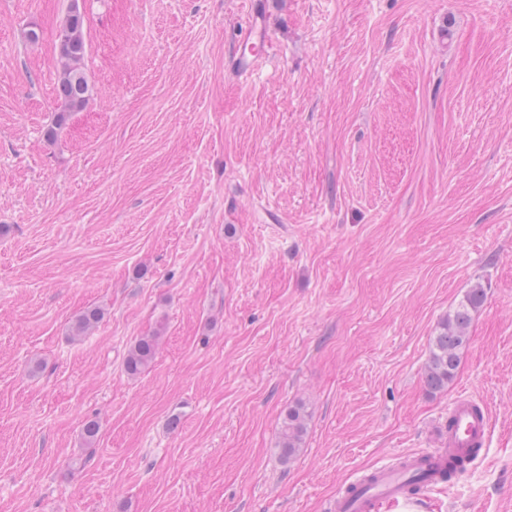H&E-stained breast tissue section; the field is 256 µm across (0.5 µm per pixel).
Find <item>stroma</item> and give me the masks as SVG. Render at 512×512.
<instances>
[{"instance_id": "obj_1", "label": "stroma", "mask_w": 512, "mask_h": 512, "mask_svg": "<svg viewBox=\"0 0 512 512\" xmlns=\"http://www.w3.org/2000/svg\"><path fill=\"white\" fill-rule=\"evenodd\" d=\"M69 3L0 0V512H333L462 395L487 447L383 512H512V0H81L92 97L56 129ZM266 29L260 17L250 14L247 35L241 45L240 56L236 60V70L247 73L264 58ZM485 289L477 284L469 290L452 315L443 320L433 336L424 382L428 390L440 391L456 376L460 354L469 343L471 313L482 306ZM159 338L160 336L153 334L136 340L123 363L124 370L129 376L136 377L148 368L155 357ZM306 414L303 408L288 409L281 426L280 457L288 462L297 456L306 432Z\"/></svg>"}]
</instances>
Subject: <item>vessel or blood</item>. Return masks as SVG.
<instances>
[{
  "label": "vessel or blood",
  "instance_id": "b4317fda",
  "mask_svg": "<svg viewBox=\"0 0 512 512\" xmlns=\"http://www.w3.org/2000/svg\"><path fill=\"white\" fill-rule=\"evenodd\" d=\"M265 39L266 29L260 17L251 16L236 60L237 71L249 72L263 59ZM490 430L491 418L486 410L470 398H458L448 411L443 449L409 455L407 462L411 467L429 470V484H440V468L448 462L476 459L488 443ZM371 476L370 482H353L344 488L336 500V512H381L384 505L407 501L409 493L399 470L378 468Z\"/></svg>",
  "mask_w": 512,
  "mask_h": 512
}]
</instances>
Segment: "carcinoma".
Returning <instances> with one entry per match:
<instances>
[{"instance_id": "cac0c4a2", "label": "carcinoma", "mask_w": 512, "mask_h": 512, "mask_svg": "<svg viewBox=\"0 0 512 512\" xmlns=\"http://www.w3.org/2000/svg\"><path fill=\"white\" fill-rule=\"evenodd\" d=\"M85 17L82 9H68L64 23L59 29L55 43L59 63L55 94L60 103L55 126L47 130V136L54 138L55 127L64 124L73 112H81L88 105L91 87L84 70L86 41L84 36ZM486 297L485 289L477 284L469 290L454 313L443 320L433 336L430 357L425 367L424 382L428 390L440 391L456 376L460 354L469 343L468 327L471 313L482 306ZM102 317V311L92 308L80 315L72 326L75 337L85 335L93 329ZM159 336H142L129 350L123 366L125 372L136 377L142 374L155 357ZM306 432V414L303 408L288 410L281 426L280 457L288 462L297 456L302 437Z\"/></svg>"}]
</instances>
